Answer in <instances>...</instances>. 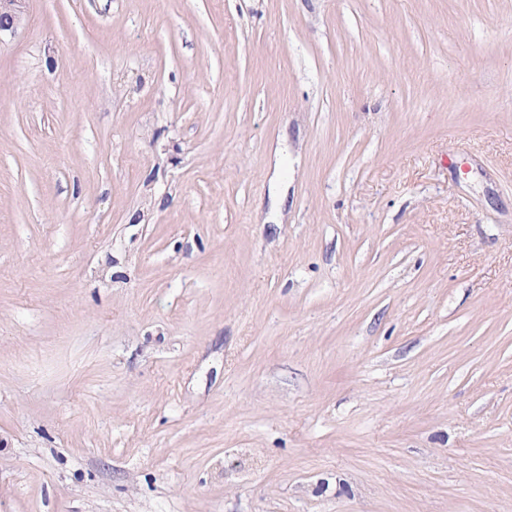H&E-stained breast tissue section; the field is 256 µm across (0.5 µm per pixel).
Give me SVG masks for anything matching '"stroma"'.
<instances>
[{"label": "stroma", "mask_w": 512, "mask_h": 512, "mask_svg": "<svg viewBox=\"0 0 512 512\" xmlns=\"http://www.w3.org/2000/svg\"><path fill=\"white\" fill-rule=\"evenodd\" d=\"M0 512H512V0H29Z\"/></svg>", "instance_id": "1"}]
</instances>
